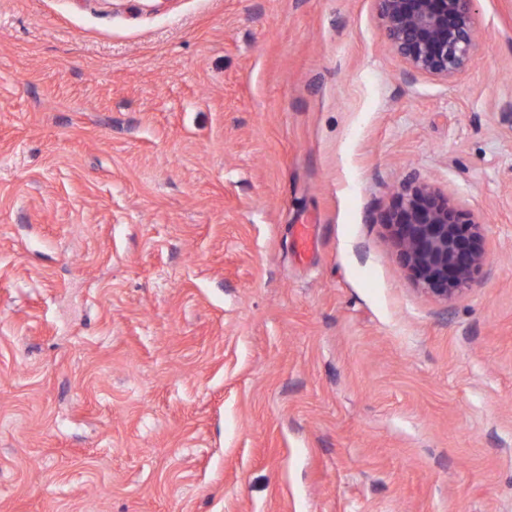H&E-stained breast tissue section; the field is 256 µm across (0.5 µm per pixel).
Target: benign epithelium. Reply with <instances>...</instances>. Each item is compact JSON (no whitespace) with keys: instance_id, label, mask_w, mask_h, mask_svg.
Returning a JSON list of instances; mask_svg holds the SVG:
<instances>
[{"instance_id":"7a95c632","label":"benign epithelium","mask_w":512,"mask_h":512,"mask_svg":"<svg viewBox=\"0 0 512 512\" xmlns=\"http://www.w3.org/2000/svg\"><path fill=\"white\" fill-rule=\"evenodd\" d=\"M377 2L391 48L413 70L448 80L467 69L475 0ZM382 223L412 280L436 298L461 296L485 264L482 225L428 185L408 188Z\"/></svg>"}]
</instances>
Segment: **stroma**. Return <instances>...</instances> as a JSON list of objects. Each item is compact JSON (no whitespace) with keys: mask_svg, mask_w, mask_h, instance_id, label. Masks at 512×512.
Wrapping results in <instances>:
<instances>
[{"mask_svg":"<svg viewBox=\"0 0 512 512\" xmlns=\"http://www.w3.org/2000/svg\"><path fill=\"white\" fill-rule=\"evenodd\" d=\"M474 32L444 81L377 0H0V512H512V0ZM419 182L484 227L449 302ZM382 224L412 280L446 302L461 296L485 264L483 225L428 185L408 188Z\"/></svg>","mask_w":512,"mask_h":512,"instance_id":"35a3bbf8","label":"stroma"}]
</instances>
